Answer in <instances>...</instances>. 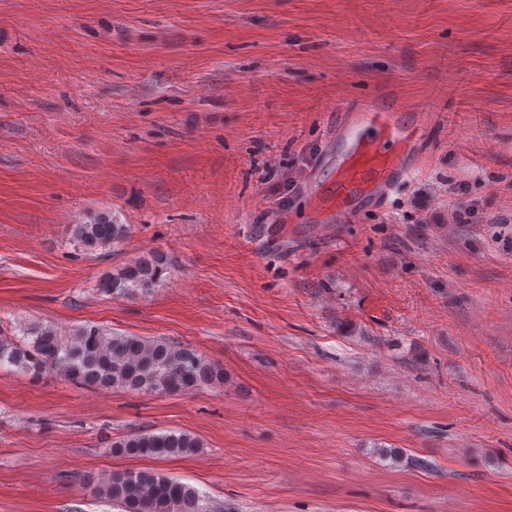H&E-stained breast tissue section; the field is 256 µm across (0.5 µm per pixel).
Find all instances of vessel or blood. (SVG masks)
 Returning <instances> with one entry per match:
<instances>
[{
	"label": "vessel or blood",
	"instance_id": "obj_1",
	"mask_svg": "<svg viewBox=\"0 0 512 512\" xmlns=\"http://www.w3.org/2000/svg\"><path fill=\"white\" fill-rule=\"evenodd\" d=\"M423 116L371 99H343L328 136L331 170L309 175L306 195L319 224H353L367 210L383 207L413 174L423 154Z\"/></svg>",
	"mask_w": 512,
	"mask_h": 512
}]
</instances>
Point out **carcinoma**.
<instances>
[{"label":"carcinoma","instance_id":"obj_1","mask_svg":"<svg viewBox=\"0 0 512 512\" xmlns=\"http://www.w3.org/2000/svg\"><path fill=\"white\" fill-rule=\"evenodd\" d=\"M131 233L112 211L90 213L70 225V236L87 253L122 246ZM168 258L152 253L103 276L98 290L113 298L146 294L170 273ZM0 333V369L14 367L34 377L50 371L100 389H127L150 394L190 393L224 379V369L188 344L113 334L84 324L67 331L53 323ZM202 447L186 432L134 431L112 441L115 454L157 458L188 456ZM95 491L123 505L126 512H214L195 487L153 471L112 474Z\"/></svg>","mask_w":512,"mask_h":512}]
</instances>
